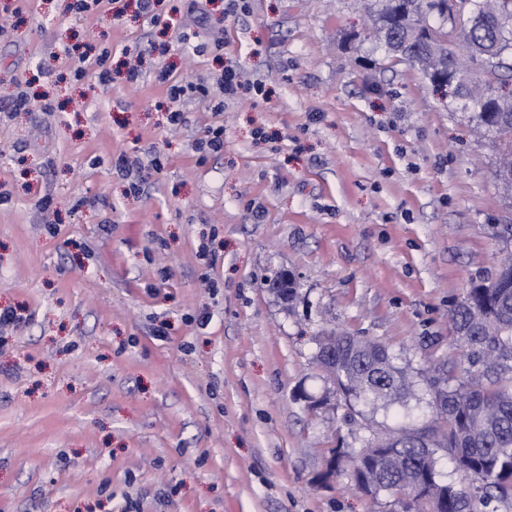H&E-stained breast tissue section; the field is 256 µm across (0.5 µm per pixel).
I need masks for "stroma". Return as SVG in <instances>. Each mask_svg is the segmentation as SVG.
I'll list each match as a JSON object with an SVG mask.
<instances>
[{"instance_id":"1","label":"stroma","mask_w":512,"mask_h":512,"mask_svg":"<svg viewBox=\"0 0 512 512\" xmlns=\"http://www.w3.org/2000/svg\"><path fill=\"white\" fill-rule=\"evenodd\" d=\"M69 3L0 0V307L27 317L0 338V512H397L325 474L366 431L307 409L315 338L456 370L448 312L512 224L497 144L392 63L366 0H157V25ZM105 48L111 82L73 80ZM228 64L263 94L223 100ZM172 80L195 88L177 127ZM122 155L145 164L122 176ZM365 416L422 423L424 382Z\"/></svg>"}]
</instances>
